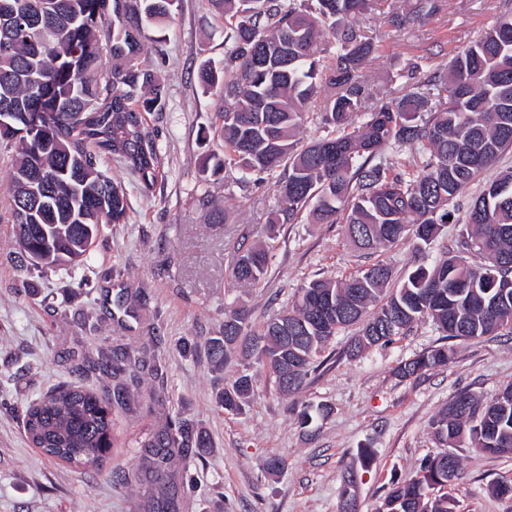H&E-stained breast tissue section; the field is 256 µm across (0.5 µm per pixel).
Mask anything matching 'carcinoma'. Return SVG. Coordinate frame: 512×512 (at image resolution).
I'll return each mask as SVG.
<instances>
[{
    "label": "carcinoma",
    "mask_w": 512,
    "mask_h": 512,
    "mask_svg": "<svg viewBox=\"0 0 512 512\" xmlns=\"http://www.w3.org/2000/svg\"><path fill=\"white\" fill-rule=\"evenodd\" d=\"M366 0H208L224 16L231 46L220 70L205 62L197 82L220 101V152L201 158L204 178L231 171L242 181L276 178L286 206L270 224H341L359 249L403 240L420 252L459 206L466 187L512 147V12L500 16L438 74L431 57L412 66L415 82L400 97L375 107L358 70L371 43L352 19ZM179 0H0V139L18 140L10 174L12 222L26 253L47 251L60 266L84 257L100 224H123L127 198L121 181L100 166L104 157L151 188L163 177L158 132L147 116L165 110L163 86L141 67L144 42L165 41ZM438 11L437 0H415L397 15L399 25L420 24ZM288 45V63L281 47ZM112 58V68L103 60ZM444 94H435L437 86ZM319 105L323 134L298 138L307 112ZM363 113L360 125L353 116ZM24 130L26 134L17 135ZM414 150L416 160L396 165L387 154ZM54 177L49 194L32 202L29 166L34 151ZM479 255L474 265L468 257ZM271 256L242 243L229 277L258 283ZM380 263L341 279L318 278L298 291L291 307L256 329L246 307L224 317L221 335L207 341L219 363L237 349L242 369L224 388L221 404L239 412L253 393L258 366L283 395L299 392L330 338L353 325L359 335L345 351L385 345L430 320L447 339L512 334V171L483 184L465 211L457 249L431 267L418 265L396 285ZM455 348L443 344L397 368L419 379L445 367ZM132 368L128 351L116 355L117 404L127 396L119 378ZM29 441L45 454L93 466L112 447V408L79 385L46 393L24 411ZM483 430H478L477 425ZM441 451L416 474L392 483L379 512H453L452 481L459 448L506 456L512 450V385L490 397L460 391L430 421ZM203 437L172 421L144 444L146 453L124 480L150 475L157 508L179 512L162 496L171 470L204 451Z\"/></svg>",
    "instance_id": "obj_1"
}]
</instances>
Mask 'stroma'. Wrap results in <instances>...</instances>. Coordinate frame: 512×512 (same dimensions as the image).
<instances>
[{"instance_id": "1", "label": "stroma", "mask_w": 512, "mask_h": 512, "mask_svg": "<svg viewBox=\"0 0 512 512\" xmlns=\"http://www.w3.org/2000/svg\"><path fill=\"white\" fill-rule=\"evenodd\" d=\"M414 2L370 0L355 19L374 46L359 71L374 100L405 93L402 74L418 56L431 55L434 68L446 70L456 51L512 9V0H439L426 24H393ZM225 51L224 21L207 0H181L165 42H146L142 66L160 76L167 99L149 121L159 132L165 175L148 190L124 176L128 220L100 225L80 265L46 268L18 253L10 210L16 146L0 140V512H143L141 483L115 474L138 464L143 442L176 418L211 443L191 470L195 491L180 512H339L349 477L357 512H377L393 481L437 453L429 423L457 392L489 396L512 383L510 334L455 341L447 367L403 380L395 374L401 363L441 344L432 322L349 359L342 350L358 333L352 326L333 339L330 361L298 394H279L259 370L244 409L224 411L219 396L238 365L211 362L206 340L221 331L225 311L245 305L259 324L288 308L311 279H340L376 263L402 278L445 256L458 233L457 224L444 225L420 254L408 241L362 253L339 224H268L283 205L274 179L202 180L200 159L221 141L216 100L201 92L196 73L205 59L223 66ZM219 211L221 224L214 221ZM243 242L272 255L253 287L228 278ZM144 343L156 362L130 386L127 406L113 410L112 448L98 465L52 459L30 444L22 424L28 404L61 382L111 399L108 352ZM307 403L329 409L312 428L298 423ZM364 446L372 452L366 465L358 458ZM459 454L456 512H512V498L492 491L512 483V458L469 448ZM275 456L286 461L278 473L267 467Z\"/></svg>"}]
</instances>
